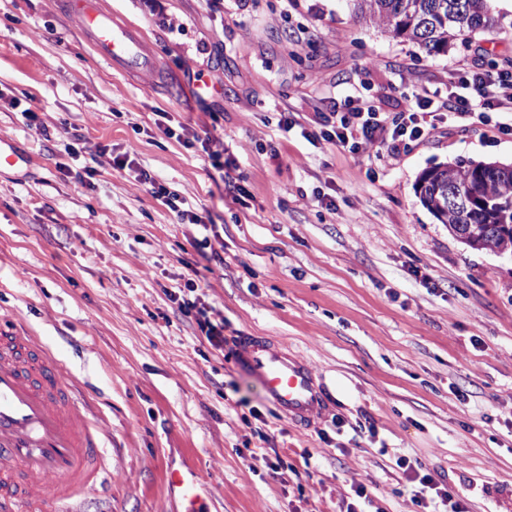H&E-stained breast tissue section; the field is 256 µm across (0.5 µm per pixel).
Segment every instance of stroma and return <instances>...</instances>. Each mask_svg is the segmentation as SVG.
Instances as JSON below:
<instances>
[{
  "mask_svg": "<svg viewBox=\"0 0 512 512\" xmlns=\"http://www.w3.org/2000/svg\"><path fill=\"white\" fill-rule=\"evenodd\" d=\"M105 2L164 78L102 62L61 0H0V139L33 156L0 169V322H24L66 365L112 438V480L84 512H179L164 476L184 466L211 485L209 512H339L354 479L383 512H415L402 457L469 512H512V252L464 245L415 192L436 164L512 163V134L441 114L395 154L318 137L353 77L392 116L476 47L512 59V11L430 56L351 0ZM195 76L222 94L193 95ZM77 136L95 149L88 185L67 172ZM143 171L201 225L181 223ZM206 223L219 257L201 245ZM195 277L225 338L262 333L313 367L333 397L316 424L281 417L231 352L203 342L170 299Z\"/></svg>",
  "mask_w": 512,
  "mask_h": 512,
  "instance_id": "obj_1",
  "label": "stroma"
}]
</instances>
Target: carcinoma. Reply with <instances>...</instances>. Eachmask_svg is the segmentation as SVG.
Listing matches in <instances>:
<instances>
[{
	"label": "carcinoma",
	"mask_w": 512,
	"mask_h": 512,
	"mask_svg": "<svg viewBox=\"0 0 512 512\" xmlns=\"http://www.w3.org/2000/svg\"><path fill=\"white\" fill-rule=\"evenodd\" d=\"M361 19L378 24L384 31L419 45L427 54L444 53L456 41L465 44L477 34L490 30L494 19L490 0H353ZM460 185L466 192L484 198V205L469 210L438 213L435 194L439 187ZM422 204L442 224H469L467 245L496 233L509 234L512 243V173L494 162L457 161L426 170L416 184Z\"/></svg>",
	"instance_id": "obj_1"
}]
</instances>
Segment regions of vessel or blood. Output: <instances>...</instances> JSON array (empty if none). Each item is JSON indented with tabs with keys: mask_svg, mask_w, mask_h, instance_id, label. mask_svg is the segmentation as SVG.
<instances>
[{
	"mask_svg": "<svg viewBox=\"0 0 512 512\" xmlns=\"http://www.w3.org/2000/svg\"><path fill=\"white\" fill-rule=\"evenodd\" d=\"M62 2L82 18L87 39L113 67L130 74L158 69L144 41L100 0ZM234 353L288 421L307 427L329 410V391L315 371L272 337H239ZM104 446L71 373L34 337L0 326V512H41L49 494L62 512H78L73 500L96 484ZM165 485L180 512H206L209 487L197 471L168 469Z\"/></svg>",
	"mask_w": 512,
	"mask_h": 512,
	"instance_id": "vessel-or-blood-1",
	"label": "vessel or blood"
}]
</instances>
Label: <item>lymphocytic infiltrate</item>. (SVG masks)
<instances>
[{
    "label": "lymphocytic infiltrate",
    "instance_id": "obj_1",
    "mask_svg": "<svg viewBox=\"0 0 512 512\" xmlns=\"http://www.w3.org/2000/svg\"><path fill=\"white\" fill-rule=\"evenodd\" d=\"M358 100L352 90L341 96L332 118L324 122L325 128L321 132L324 141L351 152L378 146L394 153L405 142L420 138L426 115L439 111L474 123L492 122L500 132L512 134V67L488 70L476 63L452 69L448 73L445 93L424 92L405 97L400 117L396 120L389 119L387 113L359 106ZM184 289V294L176 299L179 311L194 318L212 349L223 350V322L212 320L207 309L196 299L197 282L187 280ZM398 465L407 480L417 483L413 503L423 512H468L464 499L420 461L403 458Z\"/></svg>",
    "mask_w": 512,
    "mask_h": 512
}]
</instances>
